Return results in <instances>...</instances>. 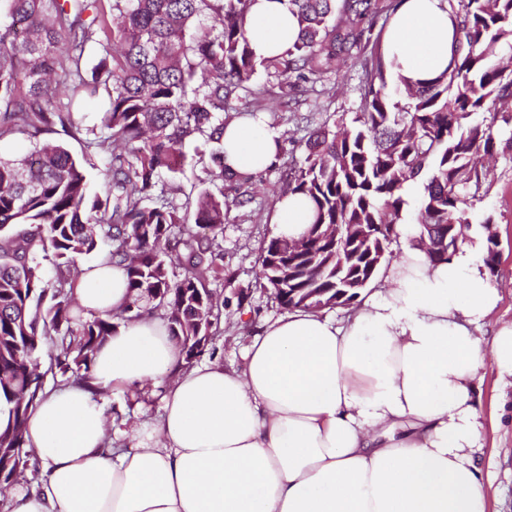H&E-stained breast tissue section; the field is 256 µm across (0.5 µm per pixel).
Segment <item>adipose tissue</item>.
Segmentation results:
<instances>
[{
    "mask_svg": "<svg viewBox=\"0 0 512 512\" xmlns=\"http://www.w3.org/2000/svg\"><path fill=\"white\" fill-rule=\"evenodd\" d=\"M249 30L259 57L299 34L286 0H256ZM457 50L447 0H401L383 41L394 73L429 81ZM281 144L266 115L241 116L224 130V163L267 169ZM310 215L305 197H283L276 234L300 237ZM395 231L383 291L341 321L304 308L264 321L238 370L185 368L162 318L119 322L90 386L33 407L40 487L16 494L12 512H487L477 391L489 360L512 388V322L483 342L500 295L469 250L435 262L410 225ZM74 292L87 318L132 300L125 268L101 260ZM147 383L167 386L159 424L108 450L97 394Z\"/></svg>",
    "mask_w": 512,
    "mask_h": 512,
    "instance_id": "ef3b65f1",
    "label": "adipose tissue"
}]
</instances>
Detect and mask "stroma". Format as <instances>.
Wrapping results in <instances>:
<instances>
[{
    "instance_id": "stroma-1",
    "label": "stroma",
    "mask_w": 512,
    "mask_h": 512,
    "mask_svg": "<svg viewBox=\"0 0 512 512\" xmlns=\"http://www.w3.org/2000/svg\"><path fill=\"white\" fill-rule=\"evenodd\" d=\"M376 50L375 44L355 48L337 61L324 79L325 94H302L294 112L284 111L277 95H268V121L282 140L302 139L309 130L326 119L353 117L363 97V59ZM208 146L203 140L187 146L188 160L179 179L182 195L196 197L208 188L206 170L211 162ZM300 152H284L274 170L255 177L248 191L252 201L245 207H230L224 215V228L214 250L224 272L209 279L207 288L221 303L217 333L207 346L206 359H218L225 369L239 368L242 354L259 322L265 317L283 315L284 310L270 291L260 288L261 248L273 235L271 218L276 202L288 183L291 169L302 163ZM488 193L474 203L469 211L473 223L466 232V244L474 260H481L484 231L478 219L492 214L499 240L500 265L492 285L498 289L500 302L495 320L512 321V152L499 155L490 164ZM162 390L145 386L131 391H110L101 394L113 447L124 444V434L131 424L155 425L162 412ZM478 409L484 422L483 453L480 466L490 479L489 512H512V432L499 429L501 421L512 417V389L500 390L494 365H487L480 387Z\"/></svg>"
}]
</instances>
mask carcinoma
Returning <instances> with one entry per match:
<instances>
[{
    "mask_svg": "<svg viewBox=\"0 0 512 512\" xmlns=\"http://www.w3.org/2000/svg\"><path fill=\"white\" fill-rule=\"evenodd\" d=\"M255 0H0V141L26 137L17 159L0 156V484L10 486L34 458L28 414L44 394L40 359L74 384L92 379L98 349L118 314L85 319L73 299L83 258L122 265L133 297L165 313L186 361L210 340L220 309L206 288L220 268L207 261L228 201L224 189L180 202L172 186L187 142L210 146L212 181L240 186L250 174L224 173V125L265 111L258 71L277 81L290 108L291 76L323 81L337 53L361 43L376 20L371 0H287L299 36L286 51L258 58L247 21ZM459 50L446 71L419 85L392 73L381 56L364 60V104L350 121L323 122L297 142L304 155L287 194L304 196L312 222L298 240L272 237L260 257L259 285L286 310L346 295L351 306L393 258V227L409 221L415 199L419 240L446 261L465 240L466 208L486 183L477 159L512 148V127L496 136L489 104H512V71L495 61L512 46V0H448ZM103 55L88 69L86 48ZM103 99L92 126L77 109ZM84 136L103 168L91 191L82 162L50 135ZM193 215V223L187 216ZM493 216L483 217L482 263L498 274ZM184 236L171 243L173 225ZM342 228L344 242L324 236ZM53 267L46 276L44 263ZM181 272H176V269Z\"/></svg>",
    "mask_w": 512,
    "mask_h": 512,
    "instance_id": "1",
    "label": "carcinoma"
}]
</instances>
